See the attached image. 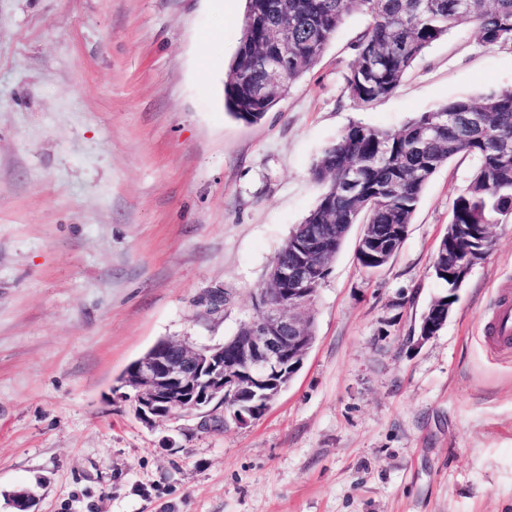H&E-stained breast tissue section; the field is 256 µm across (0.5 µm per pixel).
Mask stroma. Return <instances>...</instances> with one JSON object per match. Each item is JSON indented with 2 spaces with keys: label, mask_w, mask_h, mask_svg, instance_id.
Returning <instances> with one entry per match:
<instances>
[{
  "label": "stroma",
  "mask_w": 512,
  "mask_h": 512,
  "mask_svg": "<svg viewBox=\"0 0 512 512\" xmlns=\"http://www.w3.org/2000/svg\"><path fill=\"white\" fill-rule=\"evenodd\" d=\"M246 0H0V512H512V354L485 324L512 288V219L411 337L473 161L428 183L376 274L353 225L312 308L314 344L258 420L215 407L142 423L128 364L163 338L215 345L255 313L271 262L315 207L311 168L351 123L400 129L461 94L512 88V47L449 30L395 94L344 88L367 19L256 124L224 107ZM224 291V311L199 303ZM446 296H448V294L441 295V296L437 297L436 299H441ZM436 299L432 300V302L429 304V306H431V310L436 309V311L441 310L446 307V311L443 316V320L439 325L435 326L431 322H429L426 317V319L423 321V323L421 325L420 331H418V336H417V340H416L417 345L424 344L425 342L432 339L440 331V329L445 326V324L447 322V321L445 322L444 319H445V317L449 316V314L451 312L452 305H453V298H452V301H448V305H445V304L438 305L437 304L438 300H436ZM431 310H430V312H431Z\"/></svg>",
  "instance_id": "35a3bbf8"
}]
</instances>
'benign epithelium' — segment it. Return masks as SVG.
<instances>
[{"label": "benign epithelium", "mask_w": 512, "mask_h": 512, "mask_svg": "<svg viewBox=\"0 0 512 512\" xmlns=\"http://www.w3.org/2000/svg\"><path fill=\"white\" fill-rule=\"evenodd\" d=\"M266 64L274 83L288 66V35L282 36ZM301 232V254L291 263L273 266V287L262 293L255 315L239 334L222 344L201 347L159 342L126 370L121 397L131 401L143 422L175 418L228 398L233 406L225 409V415L245 425L256 403L269 405L288 388L314 343L308 311L326 265L322 250L326 229L306 225ZM200 305L212 314L223 312L224 289L206 290ZM11 503L15 512H29L32 493L17 490Z\"/></svg>", "instance_id": "benign-epithelium-1"}]
</instances>
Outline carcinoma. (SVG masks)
<instances>
[{
	"instance_id": "1",
	"label": "carcinoma",
	"mask_w": 512,
	"mask_h": 512,
	"mask_svg": "<svg viewBox=\"0 0 512 512\" xmlns=\"http://www.w3.org/2000/svg\"><path fill=\"white\" fill-rule=\"evenodd\" d=\"M247 3L224 84L225 108L247 123L261 121L289 84L319 63L353 12L364 15L367 25L357 36L345 91L360 110L393 95L414 62L453 27L474 22L479 43L512 46V0H285L278 13L269 0ZM280 30L288 32V73L273 86L264 57ZM456 112H475L481 123L456 126L448 121ZM460 155L472 158L474 167L452 202L451 227L432 263L435 280L452 288L448 274L462 265L472 241H487L491 225L512 217V89L455 98L417 114L398 131L351 124L313 166L314 179L325 188L303 223L336 225L329 262L355 224L374 225L371 249L386 250L391 259L433 175ZM353 168L361 174L356 194L346 186Z\"/></svg>"
}]
</instances>
